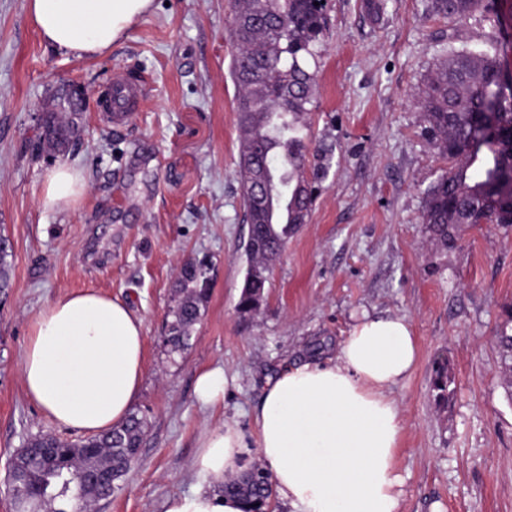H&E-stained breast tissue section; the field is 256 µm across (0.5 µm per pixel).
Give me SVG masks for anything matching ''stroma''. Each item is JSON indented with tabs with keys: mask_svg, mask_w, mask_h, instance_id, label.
<instances>
[{
	"mask_svg": "<svg viewBox=\"0 0 512 512\" xmlns=\"http://www.w3.org/2000/svg\"><path fill=\"white\" fill-rule=\"evenodd\" d=\"M430 0H326L327 31L314 69L309 148L330 145L332 166L273 264L259 307L237 305L245 272L237 170L238 89L231 0H153L125 38L96 58L48 46L26 0H0V234L13 251L0 293V512H12L7 465L54 425L25 397L19 371L29 322L60 293L93 288L121 299L145 331L134 413L146 420L138 460L99 512H162L196 484L200 436L225 421L253 432L263 388L284 368L327 362L363 314L411 325L419 360L393 392L404 419L396 451L399 512H512V401L494 331L512 304V230L484 224L458 248L428 241L424 192L448 167L427 142L417 107L424 76L448 49L481 51L503 38L512 69V0H489L492 23L431 15ZM148 94L125 121L100 110L115 75ZM84 88L77 139L34 153L39 115ZM66 164L87 190L46 209L47 172ZM204 261L209 294L188 348L170 354L167 315L181 265ZM447 359L454 393L435 401L434 365ZM223 366V400L202 406L199 370Z\"/></svg>",
	"mask_w": 512,
	"mask_h": 512,
	"instance_id": "stroma-1",
	"label": "stroma"
}]
</instances>
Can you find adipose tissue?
<instances>
[{
	"label": "adipose tissue",
	"instance_id": "ef3b65f1",
	"mask_svg": "<svg viewBox=\"0 0 512 512\" xmlns=\"http://www.w3.org/2000/svg\"><path fill=\"white\" fill-rule=\"evenodd\" d=\"M152 0H28L51 48L96 57L126 37ZM67 165L46 176L44 208L72 206L85 192ZM418 343L401 317L364 316L336 362L292 366L269 380L255 430L226 422L204 432L192 467L201 482L173 496L163 512H244L224 495L254 447L278 500L292 512H398L396 448L403 417L393 388L413 371ZM144 331L124 301L87 288L65 292L34 316L20 355L27 399L59 427L99 435L121 425L137 399Z\"/></svg>",
	"mask_w": 512,
	"mask_h": 512
}]
</instances>
